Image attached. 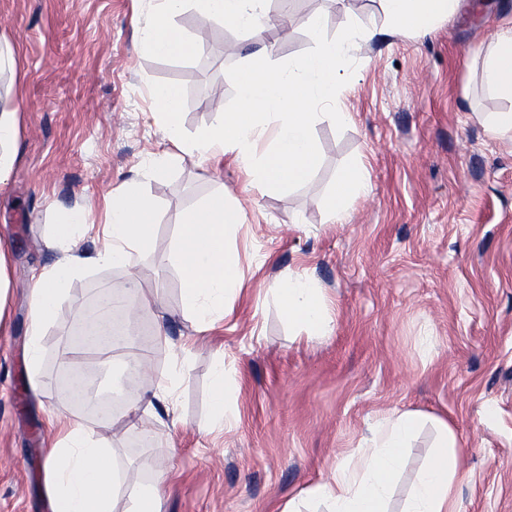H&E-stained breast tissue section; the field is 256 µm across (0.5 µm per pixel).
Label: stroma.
Instances as JSON below:
<instances>
[{
  "instance_id": "obj_1",
  "label": "stroma",
  "mask_w": 512,
  "mask_h": 512,
  "mask_svg": "<svg viewBox=\"0 0 512 512\" xmlns=\"http://www.w3.org/2000/svg\"><path fill=\"white\" fill-rule=\"evenodd\" d=\"M157 0H0V34L18 48L16 76H0V105L18 110V162L0 186V244L8 289L0 318V512H52L44 454L66 358H78L92 392L114 388L127 417L110 427L95 412L72 410L108 441L128 493L173 474L162 512H326L304 500L311 484L353 467L373 426L396 411L423 423L406 449L388 508L403 512L430 461L441 424L462 451L466 477L458 512H512V136L476 121L512 102L482 77L494 32L512 18V0H463L455 15L415 37L378 36L352 54L356 69L337 95L350 124L314 127L322 162L300 189L266 193L251 185L234 154L187 156L163 179L146 167L168 149L150 84L187 90L186 132L214 125L233 86L230 65L259 43L272 61L313 47L311 16L327 35L348 22L380 29V0H293L287 29L256 37L213 23L196 28L185 0L172 23L201 38L188 58L142 50L138 26ZM357 165L367 192L344 222L322 207L336 175ZM156 207L151 244L134 269L82 272L40 338L44 384L33 390L26 352L35 271L54 254L45 241L60 207L100 210L126 183ZM238 199L245 218L225 240L242 283L206 333L182 309L183 280L172 257L182 213L209 197ZM319 288L328 335L308 337L288 323L270 291L285 274ZM137 276L160 302L143 309L146 330L165 324L168 344L142 341L153 375L102 364L68 339L97 297ZM223 364L237 409L230 426L211 422V374ZM174 400H157L160 375Z\"/></svg>"
}]
</instances>
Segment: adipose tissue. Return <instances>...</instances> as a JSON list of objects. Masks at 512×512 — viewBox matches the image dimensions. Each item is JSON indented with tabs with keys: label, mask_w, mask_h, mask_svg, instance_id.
I'll return each mask as SVG.
<instances>
[{
	"label": "adipose tissue",
	"mask_w": 512,
	"mask_h": 512,
	"mask_svg": "<svg viewBox=\"0 0 512 512\" xmlns=\"http://www.w3.org/2000/svg\"><path fill=\"white\" fill-rule=\"evenodd\" d=\"M184 0H159L158 8L139 27V44L159 56L189 57L199 48L175 28L171 18ZM261 0H197L201 23L225 25L261 32ZM486 82L502 97L512 100V26L500 29L483 57ZM366 182L354 166L339 176L335 190L323 201L333 221H340L349 204L364 195ZM103 233L94 252L81 249V241L94 228L90 208H60L52 227L50 247L62 255L34 276L29 315L28 358L31 368L40 364L39 336L52 320L59 299L68 293L73 278L86 269L103 265L132 268L151 243L155 229L154 207L135 186L113 190L103 198ZM241 209L219 196L185 213L180 221L175 258L184 288L183 309L197 323L198 332L212 328L224 316V300L240 274L236 255L224 246V238L242 223ZM272 293L289 323L308 336L327 335L330 321L318 288L309 280L282 276ZM421 422L420 414H391L376 426L372 445L357 465L343 469L333 479L308 487L304 495L324 502L328 512H387L385 504L400 468L403 453ZM52 426L56 438L45 457L46 493L52 512H112V500L121 485L112 455L92 432L64 414H56ZM462 454L451 430H444L437 453L420 477L405 512H457L454 485L462 472Z\"/></svg>",
	"instance_id": "obj_1"
}]
</instances>
